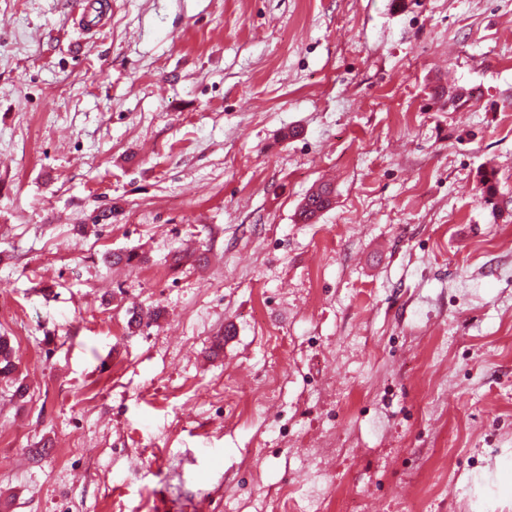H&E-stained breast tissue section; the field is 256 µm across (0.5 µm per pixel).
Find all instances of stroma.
Returning a JSON list of instances; mask_svg holds the SVG:
<instances>
[{
  "label": "stroma",
  "mask_w": 512,
  "mask_h": 512,
  "mask_svg": "<svg viewBox=\"0 0 512 512\" xmlns=\"http://www.w3.org/2000/svg\"><path fill=\"white\" fill-rule=\"evenodd\" d=\"M108 4L0 0V512H512V0ZM498 178L495 170H485L480 176V191L484 203L490 206L492 212H496L499 206L498 202Z\"/></svg>",
  "instance_id": "obj_1"
}]
</instances>
